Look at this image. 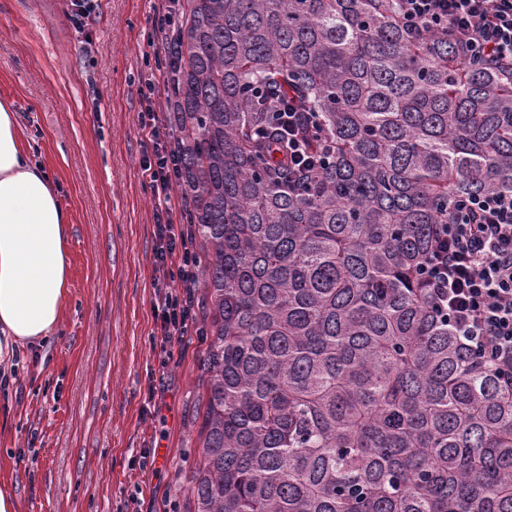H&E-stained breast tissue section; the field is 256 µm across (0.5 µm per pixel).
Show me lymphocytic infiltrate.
<instances>
[{
	"instance_id": "lymphocytic-infiltrate-1",
	"label": "lymphocytic infiltrate",
	"mask_w": 512,
	"mask_h": 512,
	"mask_svg": "<svg viewBox=\"0 0 512 512\" xmlns=\"http://www.w3.org/2000/svg\"><path fill=\"white\" fill-rule=\"evenodd\" d=\"M401 15L409 33H450L457 46L512 75V0H403ZM141 129L151 146L142 174L157 202L156 261L162 268L177 265L180 278L188 281L196 260L185 236L175 232L169 137L150 107L141 115ZM426 265L434 306L447 315L464 346L512 385V192L457 201L447 223L434 227ZM155 310L165 338L187 332L189 299L167 293Z\"/></svg>"
}]
</instances>
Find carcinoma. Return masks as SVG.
Instances as JSON below:
<instances>
[{
	"instance_id": "1",
	"label": "carcinoma",
	"mask_w": 512,
	"mask_h": 512,
	"mask_svg": "<svg viewBox=\"0 0 512 512\" xmlns=\"http://www.w3.org/2000/svg\"><path fill=\"white\" fill-rule=\"evenodd\" d=\"M163 65L210 337L186 512H512V388L423 290L455 201L512 192V84L399 0H181Z\"/></svg>"
}]
</instances>
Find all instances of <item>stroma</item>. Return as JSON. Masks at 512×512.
I'll return each instance as SVG.
<instances>
[{
    "label": "stroma",
    "instance_id": "stroma-1",
    "mask_svg": "<svg viewBox=\"0 0 512 512\" xmlns=\"http://www.w3.org/2000/svg\"><path fill=\"white\" fill-rule=\"evenodd\" d=\"M169 0H0V98L72 214L68 299L52 337L0 363V490L18 512H185L202 448L198 330L164 340L160 291L204 285L156 267V202L140 114L164 112Z\"/></svg>",
    "mask_w": 512,
    "mask_h": 512
}]
</instances>
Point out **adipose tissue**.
<instances>
[{"label":"adipose tissue","instance_id":"adipose-tissue-1","mask_svg":"<svg viewBox=\"0 0 512 512\" xmlns=\"http://www.w3.org/2000/svg\"><path fill=\"white\" fill-rule=\"evenodd\" d=\"M70 222L58 185L0 101V335L13 343L49 339L61 321Z\"/></svg>","mask_w":512,"mask_h":512}]
</instances>
